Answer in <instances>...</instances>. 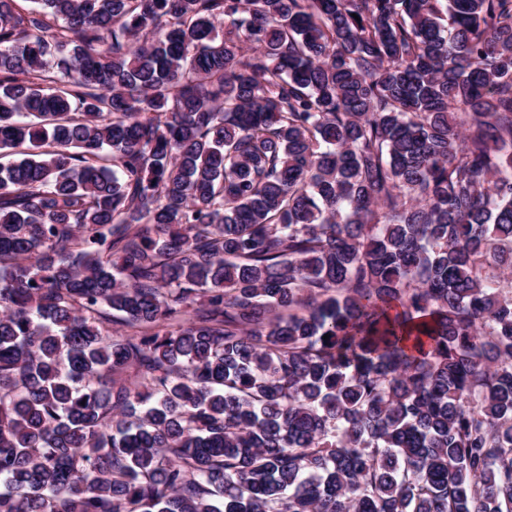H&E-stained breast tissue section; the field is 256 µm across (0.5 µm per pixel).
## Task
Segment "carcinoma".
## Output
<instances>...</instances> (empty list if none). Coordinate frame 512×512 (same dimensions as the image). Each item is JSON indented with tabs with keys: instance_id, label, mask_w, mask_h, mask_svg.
Listing matches in <instances>:
<instances>
[{
	"instance_id": "1",
	"label": "carcinoma",
	"mask_w": 512,
	"mask_h": 512,
	"mask_svg": "<svg viewBox=\"0 0 512 512\" xmlns=\"http://www.w3.org/2000/svg\"><path fill=\"white\" fill-rule=\"evenodd\" d=\"M16 2L0 512H512V0Z\"/></svg>"
}]
</instances>
